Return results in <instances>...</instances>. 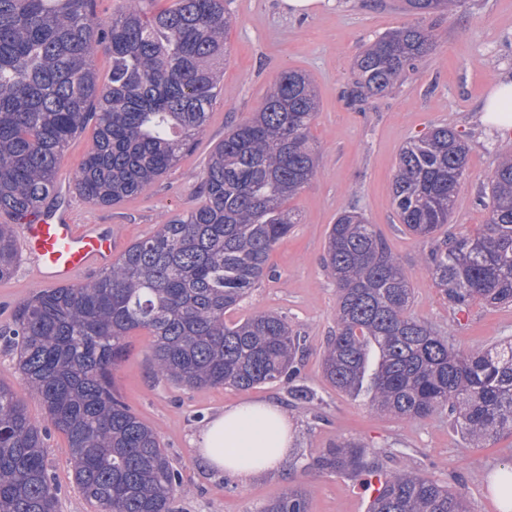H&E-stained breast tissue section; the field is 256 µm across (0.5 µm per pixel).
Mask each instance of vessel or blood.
Returning a JSON list of instances; mask_svg holds the SVG:
<instances>
[{
  "instance_id": "obj_1",
  "label": "vessel or blood",
  "mask_w": 512,
  "mask_h": 512,
  "mask_svg": "<svg viewBox=\"0 0 512 512\" xmlns=\"http://www.w3.org/2000/svg\"><path fill=\"white\" fill-rule=\"evenodd\" d=\"M23 246L36 261L44 286L74 282L83 273L111 264L115 245L98 225L76 228L66 203L27 215L22 220Z\"/></svg>"
}]
</instances>
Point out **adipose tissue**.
Returning a JSON list of instances; mask_svg holds the SVG:
<instances>
[{"label": "adipose tissue", "mask_w": 512, "mask_h": 512, "mask_svg": "<svg viewBox=\"0 0 512 512\" xmlns=\"http://www.w3.org/2000/svg\"><path fill=\"white\" fill-rule=\"evenodd\" d=\"M483 123L512 132V78L500 79L481 108ZM292 442L288 413L275 401H242L208 418L197 435L206 468L250 478L277 469Z\"/></svg>", "instance_id": "adipose-tissue-1"}]
</instances>
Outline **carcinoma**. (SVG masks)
Listing matches in <instances>:
<instances>
[{
	"label": "carcinoma",
	"mask_w": 512,
	"mask_h": 512,
	"mask_svg": "<svg viewBox=\"0 0 512 512\" xmlns=\"http://www.w3.org/2000/svg\"><path fill=\"white\" fill-rule=\"evenodd\" d=\"M94 0H0V281L19 260L17 224L56 196V173L70 140L93 128L75 192L115 206L150 189L205 131L228 58L232 17L224 0H121L103 20ZM460 0H404L415 15L451 14ZM433 27L391 31L356 58L350 102L403 82L434 46ZM109 74L99 83L98 55ZM318 109L313 80L288 70L270 84L251 119L224 132L200 173L202 203L166 218L79 285L44 288L16 308L0 340L16 352L25 394L0 382V512H57L58 488L44 460L45 439L66 436L73 479L97 512H170L187 497L156 429L116 390L113 372L127 337H151L154 377L185 389L249 390L283 383L299 402L317 399L298 383L299 343L288 321L257 312L224 315L254 288L275 245L300 223L285 203L316 174L310 128ZM468 147L435 125L400 151L392 195L400 223L436 241L427 271L448 303L479 298L512 304V157L494 170L484 230L449 234ZM326 267L336 279V332L322 371L337 391L366 392L375 411L424 420L448 411L471 448L512 435V341L454 350L408 313L413 291L374 225L344 210L331 225ZM378 452L358 441L325 449L302 469L356 482L385 480L370 512H469L466 500L411 470L383 471ZM257 512H308L290 488Z\"/></svg>",
	"instance_id": "obj_1"
}]
</instances>
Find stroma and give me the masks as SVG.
<instances>
[{
    "label": "stroma",
    "instance_id": "obj_1",
    "mask_svg": "<svg viewBox=\"0 0 512 512\" xmlns=\"http://www.w3.org/2000/svg\"><path fill=\"white\" fill-rule=\"evenodd\" d=\"M235 23L227 35L229 60L204 134L196 146L151 189L112 207H97L73 190L75 173L92 144V130L73 138L58 168L73 224H97L111 233L117 250L150 235L164 219L201 203L199 174L212 146L230 126L256 111L270 82L289 69L314 80L319 112L310 136L320 162L308 185L288 205L299 215L268 260L266 277L225 319L236 322L258 311L285 316L300 340V380L314 389L313 403L294 401L286 385L247 391L186 390L154 380L145 331H133L115 371L116 387L130 408L159 433L173 465L193 496L175 498L172 512H258L260 505L291 487L308 494L309 512H368L369 494L330 472L296 467L339 442L359 440L375 448L384 470L407 467L462 493L470 512H498L490 491L492 473L512 465V436L484 448L467 447L447 413L418 421L371 412L365 396L337 392L324 378L321 355L336 328V283L322 264L327 232L338 213L354 208L385 238L413 288L410 313L445 336L451 347L468 350L512 339V305L472 301L453 309L425 269L431 243L400 224L392 178L401 148L431 126L445 124L469 148L455 213L442 234L482 231L487 210L479 198L499 159L512 154V134L501 135L479 119L482 100L496 82L512 77V0H462L452 14L418 17L399 0H317L310 10L289 12L283 0H226ZM434 27L439 39L424 63L403 83L358 106L344 95L356 55L379 36L405 24ZM40 285L28 257L0 281V328L16 306ZM245 399H273L288 411L292 444L277 470L251 480L210 472L199 461L195 435L202 421ZM46 462L58 486L59 512H93L72 478L66 437L52 433Z\"/></svg>",
    "mask_w": 512,
    "mask_h": 512
}]
</instances>
